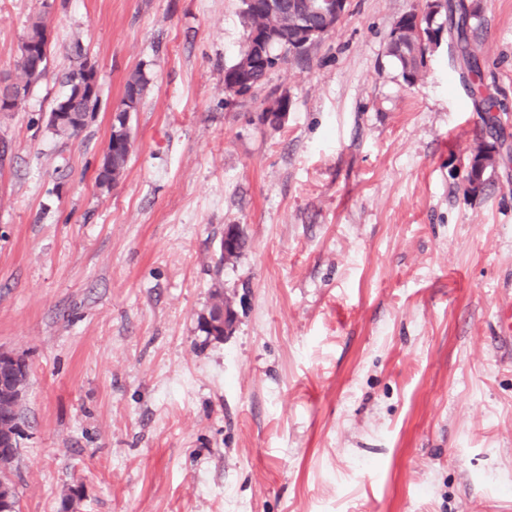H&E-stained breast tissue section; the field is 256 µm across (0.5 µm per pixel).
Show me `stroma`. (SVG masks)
<instances>
[{"mask_svg": "<svg viewBox=\"0 0 512 512\" xmlns=\"http://www.w3.org/2000/svg\"><path fill=\"white\" fill-rule=\"evenodd\" d=\"M423 5L348 0L232 98L241 0H0V79L36 18L53 42L0 112L19 512H512V0H481L476 92L445 44L403 80L389 34ZM76 43L100 108L67 139L46 116ZM137 69L130 159L103 185ZM482 141L501 159L470 194ZM228 224L245 246L222 265ZM217 282L237 313L218 342L198 329ZM327 11V25L322 28H315L303 25L299 34V45L305 47L320 41L323 37L335 30L345 14L347 0H329ZM148 84L149 78L143 71L138 70L132 73L126 80L122 107L119 112H128V109L136 110V105H139ZM128 93L131 94L130 97H128ZM133 96L136 98L134 99Z\"/></svg>", "mask_w": 512, "mask_h": 512, "instance_id": "35a3bbf8", "label": "stroma"}]
</instances>
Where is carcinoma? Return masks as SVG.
Wrapping results in <instances>:
<instances>
[{"mask_svg":"<svg viewBox=\"0 0 512 512\" xmlns=\"http://www.w3.org/2000/svg\"><path fill=\"white\" fill-rule=\"evenodd\" d=\"M292 0H281V11L268 15L264 12L265 0H252L249 8L241 10L243 23L246 27V40L237 59L246 60L256 57V64L245 73H240L235 65L224 68V92L230 94L234 87L241 83L246 92L260 87L268 72L279 63L288 59H299L305 52L296 50L298 36L297 18L291 12ZM480 0H446L443 10L435 16L428 17L425 27L420 28L416 23V14L406 13L396 23L390 32V54L400 64L405 81L414 82L426 65V59L433 53V39L450 35L451 45L456 48L463 62L461 78L464 81L477 82L481 78L479 61L470 50L468 30L471 21L479 17ZM259 31L272 38L264 56H259V43L253 38L254 32ZM47 32L46 21L42 18L34 21L18 47L16 74L11 82L0 87V112H8L10 108L2 102L18 97H27L32 87L38 84L46 75L47 61L36 59L32 46L43 41ZM77 64L65 74V83L69 93H74L77 85L84 81L88 71L90 58L80 45L74 46ZM149 84L146 74L138 70L132 73L125 83V93L120 111L136 110ZM99 93L84 98L81 109L66 123L48 120L47 128L57 136L75 137L79 135L98 109ZM132 148L107 147L104 154L98 180L102 184H114L123 175ZM0 413L9 414L14 422L13 428L19 429L22 418V407L18 405L14 395L0 390Z\"/></svg>","mask_w":512,"mask_h":512,"instance_id":"carcinoma-1","label":"carcinoma"}]
</instances>
